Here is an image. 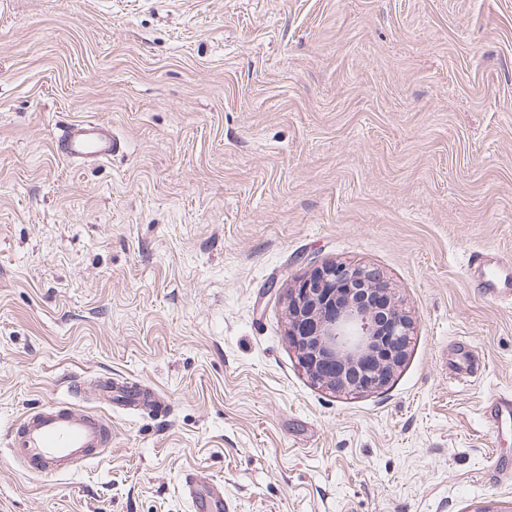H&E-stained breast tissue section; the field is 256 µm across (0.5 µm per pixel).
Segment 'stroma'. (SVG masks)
<instances>
[{
    "label": "stroma",
    "mask_w": 512,
    "mask_h": 512,
    "mask_svg": "<svg viewBox=\"0 0 512 512\" xmlns=\"http://www.w3.org/2000/svg\"><path fill=\"white\" fill-rule=\"evenodd\" d=\"M112 128L108 160L52 142ZM512 0H0V512H512ZM376 270L413 325L383 389L288 343L309 263ZM469 344L456 375L454 343ZM137 380L95 465L32 477L5 434L72 377ZM467 276L481 295L494 300H512V261L492 252L470 255ZM488 418L493 425L499 428L503 421L512 422V398L510 396H497L491 399L488 405ZM183 489L190 499L193 512H224V491L208 476L187 474Z\"/></svg>",
    "instance_id": "35a3bbf8"
}]
</instances>
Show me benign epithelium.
I'll return each instance as SVG.
<instances>
[{
  "label": "benign epithelium",
  "instance_id": "benign-epithelium-1",
  "mask_svg": "<svg viewBox=\"0 0 512 512\" xmlns=\"http://www.w3.org/2000/svg\"><path fill=\"white\" fill-rule=\"evenodd\" d=\"M287 299L288 342L314 383L374 391L403 363L412 323L379 273L322 264L297 278Z\"/></svg>",
  "mask_w": 512,
  "mask_h": 512
}]
</instances>
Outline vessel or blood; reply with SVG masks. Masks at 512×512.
I'll return each instance as SVG.
<instances>
[{
	"label": "vessel or blood",
	"instance_id": "obj_1",
	"mask_svg": "<svg viewBox=\"0 0 512 512\" xmlns=\"http://www.w3.org/2000/svg\"><path fill=\"white\" fill-rule=\"evenodd\" d=\"M115 145L109 131L92 121L65 127L54 139L56 153L71 161L110 158ZM467 276L484 297L512 300V261L492 252L472 253ZM69 401L46 403L30 409L12 424L7 433L11 458L35 477L69 474L78 466L101 460L112 443V425L105 417L115 396H123L132 406L153 405L166 409L163 397L152 396L136 384L123 385L104 377L94 388L98 410L83 408L80 379H71ZM183 489L192 512H224V492L208 476L187 474Z\"/></svg>",
	"mask_w": 512,
	"mask_h": 512
}]
</instances>
